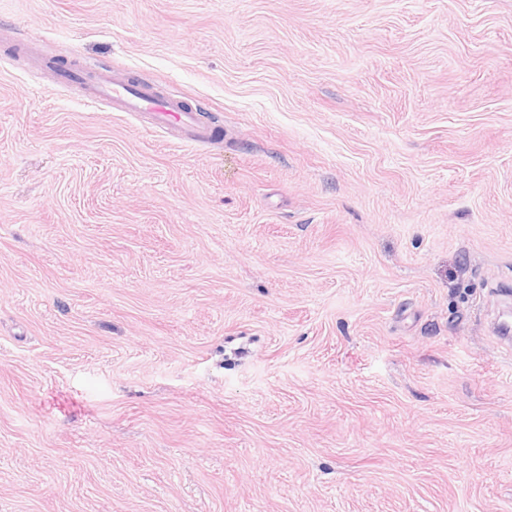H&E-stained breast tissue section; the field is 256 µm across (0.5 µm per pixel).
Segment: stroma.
<instances>
[{"instance_id": "35a3bbf8", "label": "stroma", "mask_w": 512, "mask_h": 512, "mask_svg": "<svg viewBox=\"0 0 512 512\" xmlns=\"http://www.w3.org/2000/svg\"><path fill=\"white\" fill-rule=\"evenodd\" d=\"M509 314L512 0H0V512H512ZM54 78L60 87L79 86L86 103H107L113 112L146 113L154 127L168 130L175 125L185 140L196 144L213 138L212 128L197 109L161 85L132 83L115 70L82 63L65 72L55 66Z\"/></svg>"}]
</instances>
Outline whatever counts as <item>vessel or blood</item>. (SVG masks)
Here are the masks:
<instances>
[{"label": "vessel or blood", "mask_w": 512, "mask_h": 512, "mask_svg": "<svg viewBox=\"0 0 512 512\" xmlns=\"http://www.w3.org/2000/svg\"><path fill=\"white\" fill-rule=\"evenodd\" d=\"M54 78L61 87L79 86L86 103H106L116 112L148 114L154 127L178 128L187 141L198 144L213 137L212 128L186 98L163 86L133 83L111 69L85 64L55 71Z\"/></svg>", "instance_id": "vessel-or-blood-1"}]
</instances>
